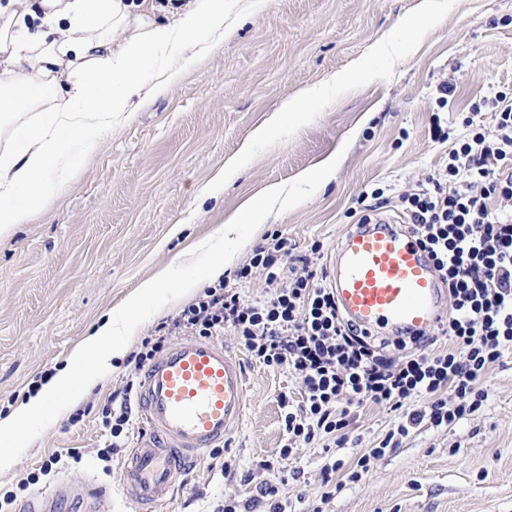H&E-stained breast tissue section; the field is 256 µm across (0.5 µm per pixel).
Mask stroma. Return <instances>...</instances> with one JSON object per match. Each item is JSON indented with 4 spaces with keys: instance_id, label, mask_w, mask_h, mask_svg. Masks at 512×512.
Returning a JSON list of instances; mask_svg holds the SVG:
<instances>
[{
    "instance_id": "1",
    "label": "stroma",
    "mask_w": 512,
    "mask_h": 512,
    "mask_svg": "<svg viewBox=\"0 0 512 512\" xmlns=\"http://www.w3.org/2000/svg\"><path fill=\"white\" fill-rule=\"evenodd\" d=\"M422 0H224V45L161 92L144 87L132 117L101 133L97 149L54 197L50 208L0 238V417L27 402L46 372L69 367L75 348L109 315L122 314L140 284L169 268L210 286L211 257L199 241L231 227L237 264L276 232L292 256L327 267L343 235L359 220L357 198L369 184L391 196L416 190L445 168L451 143L435 141L433 119L462 134V114L476 97L512 89V0H433L435 20L416 29ZM351 74L349 84L336 82ZM455 93L439 108L437 87ZM309 92L305 114L282 104ZM336 156L332 180L304 186L302 172ZM283 185L299 200L272 203L266 189ZM250 202L267 217L229 225ZM322 253L311 250L314 242ZM163 297L140 307L128 356L111 360L96 384L75 386L64 406L50 408L12 470L0 473V495L24 504L20 480L55 455L64 468L38 487L88 484L98 512H136L97 457L106 436L99 413L113 391L138 380L129 356L145 337L192 304ZM243 425L225 441L228 470L202 455L167 492L162 512H215L225 488L241 500L266 482L278 485L286 512H512V349L477 387L473 413L446 427L422 423L371 459L360 481L351 465L396 429L401 412L357 409L339 446L299 443L281 456V397L300 401L292 374L247 361ZM76 450L78 459L67 458ZM340 488L328 491L326 479Z\"/></svg>"
}]
</instances>
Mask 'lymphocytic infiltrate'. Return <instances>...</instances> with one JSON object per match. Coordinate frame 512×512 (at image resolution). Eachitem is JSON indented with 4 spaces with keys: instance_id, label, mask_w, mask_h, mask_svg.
<instances>
[{
    "instance_id": "lymphocytic-infiltrate-1",
    "label": "lymphocytic infiltrate",
    "mask_w": 512,
    "mask_h": 512,
    "mask_svg": "<svg viewBox=\"0 0 512 512\" xmlns=\"http://www.w3.org/2000/svg\"><path fill=\"white\" fill-rule=\"evenodd\" d=\"M492 109V129L473 116ZM467 129L448 154V165L429 187L406 192L398 206L441 273L451 300L448 347L413 354L401 365L371 346L342 321L336 298L307 259L284 269L287 242L268 234L234 277L263 275L272 293L245 301L226 280L205 288L171 320L199 337L232 327L255 362L295 375L302 399L282 400L286 443L325 439L343 443L351 410L366 405L403 409L413 398L427 406L406 412L400 434L423 422L445 426L477 409L484 398L475 383L512 348V209H492L489 199L512 200V95L503 91L472 106ZM134 385L126 383L103 405L99 418L108 441L98 452L108 463L133 427Z\"/></svg>"
}]
</instances>
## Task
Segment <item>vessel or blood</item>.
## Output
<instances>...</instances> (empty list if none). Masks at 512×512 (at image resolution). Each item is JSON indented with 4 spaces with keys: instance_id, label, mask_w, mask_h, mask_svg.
I'll return each instance as SVG.
<instances>
[{
    "instance_id": "b4317fda",
    "label": "vessel or blood",
    "mask_w": 512,
    "mask_h": 512,
    "mask_svg": "<svg viewBox=\"0 0 512 512\" xmlns=\"http://www.w3.org/2000/svg\"><path fill=\"white\" fill-rule=\"evenodd\" d=\"M326 274L342 316L367 335L416 337L448 321V289L407 226H356ZM138 403L147 430L123 466L122 488L130 501L158 512L181 469L241 423L244 364L221 341L181 340L144 370ZM63 495L95 512L79 487L35 495L23 512H52Z\"/></svg>"
}]
</instances>
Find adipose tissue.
I'll return each mask as SVG.
<instances>
[{
    "instance_id": "obj_1",
    "label": "adipose tissue",
    "mask_w": 512,
    "mask_h": 512,
    "mask_svg": "<svg viewBox=\"0 0 512 512\" xmlns=\"http://www.w3.org/2000/svg\"><path fill=\"white\" fill-rule=\"evenodd\" d=\"M0 236L46 212L60 186L90 156L100 132L136 111L144 63L198 32L224 27V0H9L0 5ZM42 113L25 121L24 113ZM127 339L103 321L72 360L93 385L97 359L121 358ZM63 369L25 405L0 419V472L27 448L46 405L70 394Z\"/></svg>"
}]
</instances>
